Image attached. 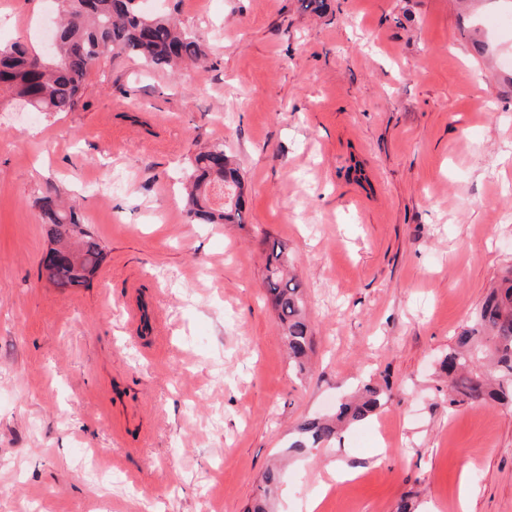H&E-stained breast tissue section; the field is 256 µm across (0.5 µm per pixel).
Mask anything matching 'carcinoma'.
<instances>
[{
	"label": "carcinoma",
	"instance_id": "1",
	"mask_svg": "<svg viewBox=\"0 0 512 512\" xmlns=\"http://www.w3.org/2000/svg\"><path fill=\"white\" fill-rule=\"evenodd\" d=\"M58 43L50 57L17 42H0V90L23 101L34 112H72L80 103L87 75L107 56L126 54L153 68L195 63L203 56L198 39L173 18L147 12L142 0H61ZM187 214L196 224L244 222L242 175L224 146L194 157L189 174ZM225 202L214 207V200ZM42 216L55 244L73 249L65 263L41 265L40 274L60 290L90 285L99 269L102 247L82 224L74 207L63 208L47 196ZM269 300L284 332L288 354L298 374L306 371L313 347L306 302L295 275L285 272L288 258L279 240L266 241ZM448 374V404L512 407V268L491 289L441 361ZM390 398L388 386L366 384L359 394L338 404L335 418H312L298 427L293 448H321L338 437V424L361 422ZM277 468L262 478V493L248 512H271V495L280 483Z\"/></svg>",
	"mask_w": 512,
	"mask_h": 512
}]
</instances>
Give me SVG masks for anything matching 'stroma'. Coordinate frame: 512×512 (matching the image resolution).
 Masks as SVG:
<instances>
[{"label":"stroma","instance_id":"35a3bbf8","mask_svg":"<svg viewBox=\"0 0 512 512\" xmlns=\"http://www.w3.org/2000/svg\"><path fill=\"white\" fill-rule=\"evenodd\" d=\"M192 30L179 70L107 58L73 112L0 97V512H512V409L448 403L439 361L512 264V0H150ZM56 0H0L40 50ZM223 145L240 224L182 184ZM104 249L90 286L39 275L40 200ZM282 241L307 300L291 368L262 288ZM370 419L287 454L364 383ZM281 473L277 468L268 469L262 478V493L255 500L251 509L247 512H270L271 511V495L280 483Z\"/></svg>","mask_w":512,"mask_h":512}]
</instances>
